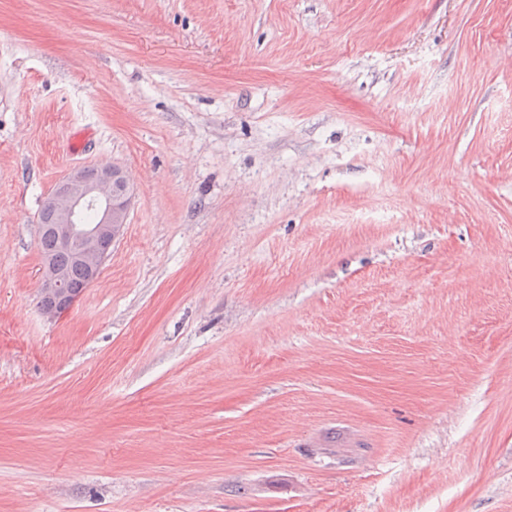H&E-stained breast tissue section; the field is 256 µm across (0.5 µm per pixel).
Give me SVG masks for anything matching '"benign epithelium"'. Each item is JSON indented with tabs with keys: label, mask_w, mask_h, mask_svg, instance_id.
I'll list each match as a JSON object with an SVG mask.
<instances>
[{
	"label": "benign epithelium",
	"mask_w": 512,
	"mask_h": 512,
	"mask_svg": "<svg viewBox=\"0 0 512 512\" xmlns=\"http://www.w3.org/2000/svg\"><path fill=\"white\" fill-rule=\"evenodd\" d=\"M130 190L127 173L112 164L99 168L94 179L88 178L83 169L71 172L46 199V206L57 218L59 247L88 266L91 282L99 275L112 243L127 221ZM40 292L68 308L83 289L70 287L66 276L46 263Z\"/></svg>",
	"instance_id": "7a95c632"
}]
</instances>
